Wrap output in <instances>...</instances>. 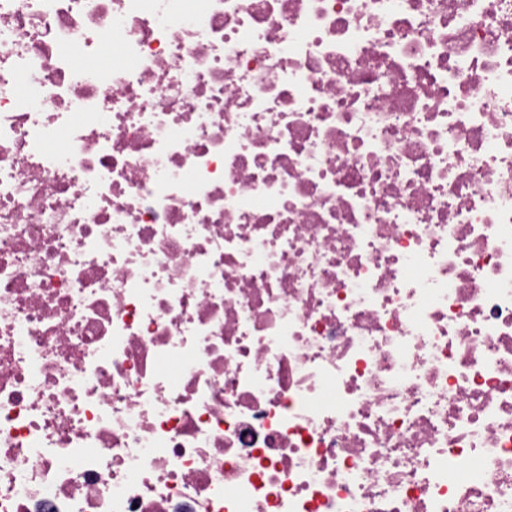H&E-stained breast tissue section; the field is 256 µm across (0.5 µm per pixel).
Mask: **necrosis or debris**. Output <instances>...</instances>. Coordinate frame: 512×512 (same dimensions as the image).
<instances>
[{"instance_id": "necrosis-or-debris-1", "label": "necrosis or debris", "mask_w": 512, "mask_h": 512, "mask_svg": "<svg viewBox=\"0 0 512 512\" xmlns=\"http://www.w3.org/2000/svg\"><path fill=\"white\" fill-rule=\"evenodd\" d=\"M0 512H512V0H0Z\"/></svg>"}]
</instances>
